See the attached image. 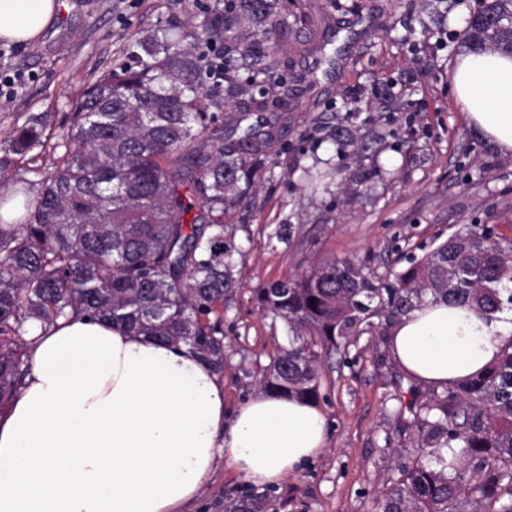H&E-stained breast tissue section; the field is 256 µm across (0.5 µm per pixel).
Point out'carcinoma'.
I'll use <instances>...</instances> for the list:
<instances>
[{
	"label": "carcinoma",
	"instance_id": "1",
	"mask_svg": "<svg viewBox=\"0 0 512 512\" xmlns=\"http://www.w3.org/2000/svg\"><path fill=\"white\" fill-rule=\"evenodd\" d=\"M512 0H485L468 22L473 52L502 49L496 22ZM205 38L188 43L176 21L131 40L120 71L77 98L64 154L40 188L22 175L0 195V410L28 372L27 325L61 318L109 321L136 335L187 346L218 375L226 353L219 311L235 282V236L227 230L256 179L278 154L260 121L236 139L221 110L241 119L274 112L270 88L293 80L271 34L309 32L302 0H223L204 9ZM32 113L0 143V178L50 141ZM257 302L291 333L263 369L262 388L318 400L321 354L390 328L427 302L487 314L512 310V240L489 224H466L391 276L349 258L267 283ZM408 405L416 454L399 469L380 512H512V336L464 382L413 388ZM266 492L229 498L227 512H267Z\"/></svg>",
	"mask_w": 512,
	"mask_h": 512
}]
</instances>
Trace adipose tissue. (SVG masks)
<instances>
[{
  "instance_id": "obj_1",
  "label": "adipose tissue",
  "mask_w": 512,
  "mask_h": 512,
  "mask_svg": "<svg viewBox=\"0 0 512 512\" xmlns=\"http://www.w3.org/2000/svg\"><path fill=\"white\" fill-rule=\"evenodd\" d=\"M58 0H0V40L37 42ZM470 122L512 154V56L464 52L452 73ZM512 336L494 315L428 303L389 333L401 366L427 385L461 382ZM29 372L0 412V512H179L216 460L256 486L280 484L328 444L312 402L257 393L224 411V382L188 347L109 324L32 326Z\"/></svg>"
}]
</instances>
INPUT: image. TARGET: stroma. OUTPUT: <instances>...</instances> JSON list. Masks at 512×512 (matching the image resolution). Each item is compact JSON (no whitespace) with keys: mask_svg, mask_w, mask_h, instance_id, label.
Returning <instances> with one entry per match:
<instances>
[{"mask_svg":"<svg viewBox=\"0 0 512 512\" xmlns=\"http://www.w3.org/2000/svg\"><path fill=\"white\" fill-rule=\"evenodd\" d=\"M211 0H59L36 43L0 42V141L32 113L54 142L89 84L117 69L124 48L158 21L202 36ZM324 51L299 53L304 36L281 40L305 83L275 86L286 101L264 113L280 147L237 217L238 282L221 310L224 406L234 411L260 388L261 369L288 344L281 320L256 288L336 258L377 273L444 241L463 224H490L512 238V156L471 125L450 86L464 33L481 0H308ZM349 111H342V104ZM349 130L337 138L338 126ZM288 237H277L280 226ZM319 404L327 448L300 472L269 487V512H377V501L415 448L412 424L396 423L401 367L379 337L324 358ZM248 483L216 465L185 512H225L224 494Z\"/></svg>","mask_w":512,"mask_h":512,"instance_id":"obj_1","label":"stroma"}]
</instances>
